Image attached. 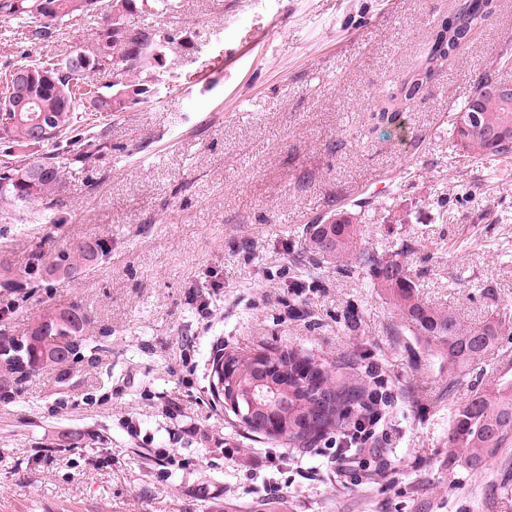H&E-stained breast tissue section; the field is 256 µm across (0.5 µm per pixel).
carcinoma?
I'll return each instance as SVG.
<instances>
[{"label":"carcinoma","mask_w":512,"mask_h":512,"mask_svg":"<svg viewBox=\"0 0 512 512\" xmlns=\"http://www.w3.org/2000/svg\"><path fill=\"white\" fill-rule=\"evenodd\" d=\"M97 0H0V19L14 20L29 29L33 40L52 36L55 25L77 15L94 12ZM497 0H462L450 18L435 24L424 61L408 72L397 90L383 98L379 121L392 124L408 104L429 85L433 76L459 59L475 30L495 13ZM137 0H112L110 27L96 31L95 49L88 54L71 50L64 58L31 61L21 58L3 64L4 91L0 93V138L21 152L19 159L0 168V200L12 205H40L63 187L66 169L83 162L97 148V138L84 135L72 140L68 156L31 157L30 151L77 130L79 112H122L130 104L148 101L160 83L161 47L168 36L147 20L132 21ZM112 67L113 82L98 85L89 75ZM26 72V97L14 99L15 76ZM496 73H481L473 91L453 113L455 146L473 160L487 164L512 153V97L487 92ZM472 110L483 126L501 133L487 140L457 121L458 114ZM360 214L342 212L323 224H306L300 230L306 242L305 257L311 265L342 258L360 235ZM103 248L81 245L59 254L50 264L53 272L69 273L77 260L92 261ZM403 248L393 255L364 249L355 254L353 267L367 275L370 287L389 297L405 326L448 357V392L469 375L503 336H512V322L490 308L484 319L465 325L451 310L438 308L419 295V285L406 268ZM87 317L77 307L41 311L33 318L29 335L0 344V358L20 383L34 371L51 367L58 377L68 376L79 362L95 365L102 347L85 338ZM269 361L280 369L271 373L256 367L250 357L221 354L212 365L227 361L229 394L244 403L249 392L268 384L281 394L279 432L276 438L311 445L327 434H342L360 407L364 392L358 384L338 383L324 364L303 350L270 349ZM512 437V380L491 391H476L453 405L448 422V467L476 473Z\"/></svg>","instance_id":"cac0c4a2"}]
</instances>
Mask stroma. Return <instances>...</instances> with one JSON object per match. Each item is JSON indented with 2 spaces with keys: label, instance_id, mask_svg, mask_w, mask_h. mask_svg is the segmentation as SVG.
<instances>
[{
  "label": "stroma",
  "instance_id": "1",
  "mask_svg": "<svg viewBox=\"0 0 512 512\" xmlns=\"http://www.w3.org/2000/svg\"><path fill=\"white\" fill-rule=\"evenodd\" d=\"M151 16L169 39L152 102L86 113L97 136L50 204H0V342L44 308L80 307L105 348L66 380L43 368L0 401V512H512V440L481 473L449 471L453 403L512 378L502 337L448 389V360L412 336L364 275L323 265L291 293L299 230L360 208L355 246L406 260L424 300L484 318L479 286L512 314V159L459 151L452 114L512 53L497 0L461 58L396 131L379 97L412 70L460 0H177ZM111 0L43 41L0 20V64L93 51ZM106 245L71 275L25 278L31 257ZM287 345L391 398L382 433L351 456L259 439L212 402L216 353Z\"/></svg>",
  "mask_w": 512,
  "mask_h": 512
}]
</instances>
